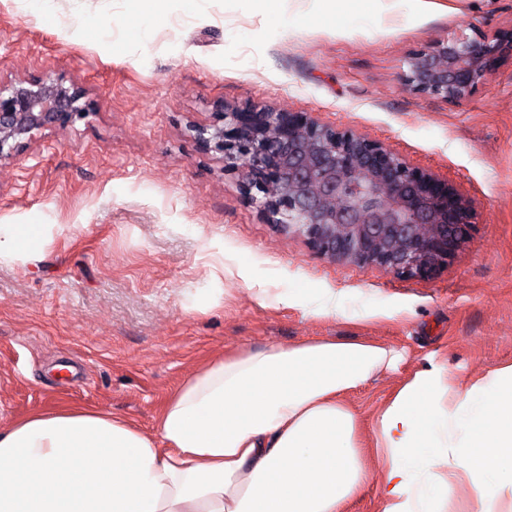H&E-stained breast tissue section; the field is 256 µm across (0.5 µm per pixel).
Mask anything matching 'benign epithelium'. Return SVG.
<instances>
[{
    "label": "benign epithelium",
    "mask_w": 512,
    "mask_h": 512,
    "mask_svg": "<svg viewBox=\"0 0 512 512\" xmlns=\"http://www.w3.org/2000/svg\"><path fill=\"white\" fill-rule=\"evenodd\" d=\"M512 58V28L460 34L414 50L404 80L422 95L466 101L496 64ZM91 112L86 93L61 74L0 80V162L34 132L63 129ZM196 139L241 172L269 222L295 229L331 261L374 264L425 279L470 237L471 201L383 144L321 125L305 112L253 102L221 105Z\"/></svg>",
    "instance_id": "1"
}]
</instances>
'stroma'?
Here are the masks:
<instances>
[{"label":"stroma","instance_id":"obj_1","mask_svg":"<svg viewBox=\"0 0 512 512\" xmlns=\"http://www.w3.org/2000/svg\"><path fill=\"white\" fill-rule=\"evenodd\" d=\"M56 19L0 0V78L62 73L92 113L37 132L0 164V226L32 224V251L0 253V430L87 407L155 431L160 410L224 352L323 336L403 354L356 391L364 417L414 373L451 380L512 364V60L465 102L414 93L409 54L512 27V0H403L373 22L279 14L252 0H164L150 33L126 0H55ZM262 102L383 142L448 179L475 226L448 266L409 279L333 262L268 223L193 126L218 104ZM283 294L261 305L255 289ZM333 295L335 312L314 310Z\"/></svg>","mask_w":512,"mask_h":512}]
</instances>
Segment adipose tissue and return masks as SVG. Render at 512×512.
Here are the masks:
<instances>
[{
	"mask_svg": "<svg viewBox=\"0 0 512 512\" xmlns=\"http://www.w3.org/2000/svg\"><path fill=\"white\" fill-rule=\"evenodd\" d=\"M400 352L320 337L242 349L195 373L156 433L98 410L35 412L0 432V512H381L512 506V364L467 383L444 367L383 404L373 442L349 395Z\"/></svg>",
	"mask_w": 512,
	"mask_h": 512,
	"instance_id": "ef3b65f1",
	"label": "adipose tissue"
}]
</instances>
